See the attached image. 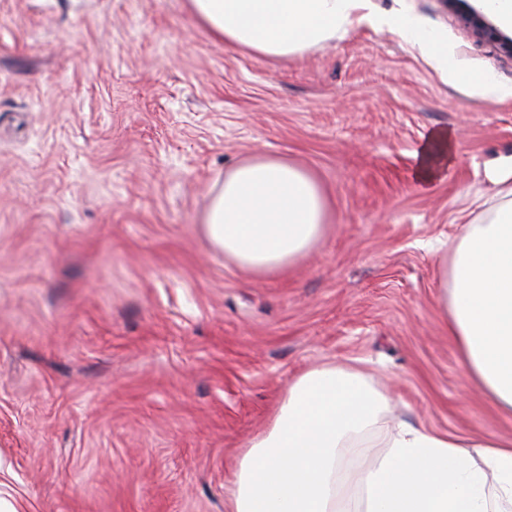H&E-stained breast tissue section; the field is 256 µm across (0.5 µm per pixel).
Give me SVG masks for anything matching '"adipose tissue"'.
<instances>
[{"mask_svg": "<svg viewBox=\"0 0 512 512\" xmlns=\"http://www.w3.org/2000/svg\"><path fill=\"white\" fill-rule=\"evenodd\" d=\"M194 17L225 45L267 57L303 52L356 24L388 28L443 67L455 83L487 98L502 89L489 73L458 64L416 17L374 15L369 0H188ZM456 145L432 130L414 176H444ZM328 200L307 169L252 157L225 173L203 216L210 244L239 267L278 273L323 237ZM444 273L439 303L469 385L512 417V189L488 218L466 225ZM387 408L357 367L326 363L293 379L268 429L242 454L227 512H512V436L472 443L406 422L376 426ZM381 452L354 468L367 436Z\"/></svg>", "mask_w": 512, "mask_h": 512, "instance_id": "ef3b65f1", "label": "adipose tissue"}]
</instances>
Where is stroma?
I'll use <instances>...</instances> for the list:
<instances>
[{"instance_id":"1","label":"stroma","mask_w":512,"mask_h":512,"mask_svg":"<svg viewBox=\"0 0 512 512\" xmlns=\"http://www.w3.org/2000/svg\"><path fill=\"white\" fill-rule=\"evenodd\" d=\"M370 8L418 16L508 97L367 25L274 59L213 39L186 0H0V512H224L249 439L328 362L390 397L384 426L512 434L437 302L512 171V56L443 0ZM437 128L457 154L423 187ZM253 156L305 167L329 201L279 274L201 229ZM455 150L454 138L448 130L440 128L430 131L416 154V180L429 184L441 179L454 158Z\"/></svg>"}]
</instances>
